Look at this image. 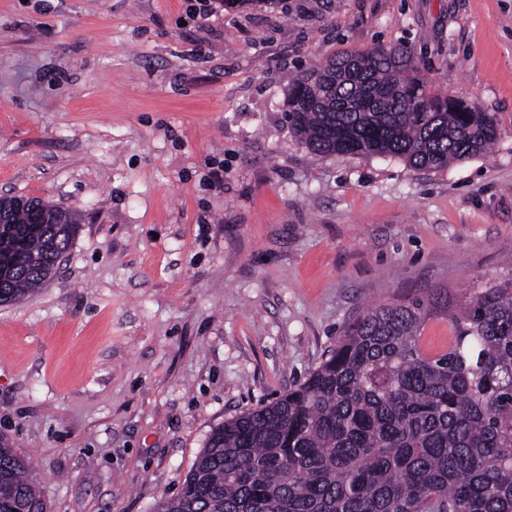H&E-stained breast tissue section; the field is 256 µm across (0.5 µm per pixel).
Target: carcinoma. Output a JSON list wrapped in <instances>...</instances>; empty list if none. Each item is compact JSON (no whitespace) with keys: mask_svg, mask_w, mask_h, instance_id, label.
Instances as JSON below:
<instances>
[{"mask_svg":"<svg viewBox=\"0 0 512 512\" xmlns=\"http://www.w3.org/2000/svg\"><path fill=\"white\" fill-rule=\"evenodd\" d=\"M410 52L333 55L288 88L316 156H391L442 170L485 151L494 114L410 74ZM6 218L0 301L43 284L77 224L39 199ZM37 218L27 232L30 216ZM448 317V351L419 338ZM0 512H46L30 463L0 437ZM156 512H512V272L457 305L444 289L369 308L296 389L214 427Z\"/></svg>","mask_w":512,"mask_h":512,"instance_id":"obj_1","label":"carcinoma"}]
</instances>
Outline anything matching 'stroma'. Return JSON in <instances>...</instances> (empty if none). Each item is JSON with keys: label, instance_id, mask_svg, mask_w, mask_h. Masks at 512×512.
Returning a JSON list of instances; mask_svg holds the SVG:
<instances>
[{"label": "stroma", "instance_id": "35a3bbf8", "mask_svg": "<svg viewBox=\"0 0 512 512\" xmlns=\"http://www.w3.org/2000/svg\"><path fill=\"white\" fill-rule=\"evenodd\" d=\"M215 2L204 24L196 0H0V195L79 224L0 305V435L47 512H154L366 308L462 300L512 258V0ZM377 46L494 113L493 149L311 156L290 81Z\"/></svg>", "mask_w": 512, "mask_h": 512}]
</instances>
